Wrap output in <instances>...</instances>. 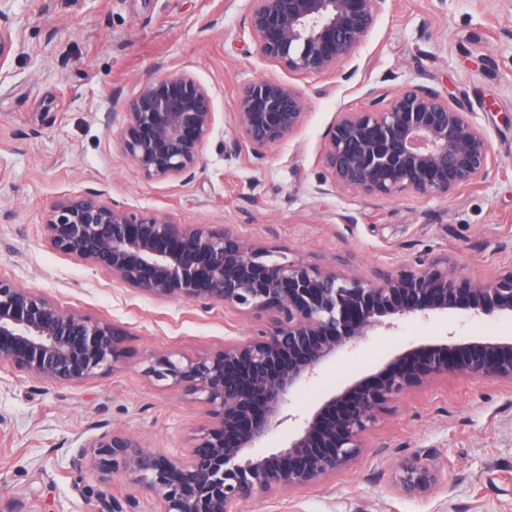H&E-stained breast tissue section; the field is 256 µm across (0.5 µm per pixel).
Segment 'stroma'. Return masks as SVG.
I'll return each mask as SVG.
<instances>
[{
  "label": "stroma",
  "instance_id": "obj_1",
  "mask_svg": "<svg viewBox=\"0 0 512 512\" xmlns=\"http://www.w3.org/2000/svg\"><path fill=\"white\" fill-rule=\"evenodd\" d=\"M249 0H0L11 47L0 61V277L62 311L123 328L114 370L78 385L37 381L0 362V498L24 512H98L109 492L157 512L127 472L109 478L82 449L99 430L187 453L211 425L208 405L149 377L161 352L195 358L260 333L257 313L156 300L53 250L44 224L58 202L91 192L179 224H233L291 260L367 278L445 259L472 281L512 267V0H380L355 56L327 75L292 73L255 53ZM187 72L211 93L215 125L191 176L145 177L119 149L125 102L147 82ZM294 86L298 131L263 155H224L242 88ZM409 84L461 97L498 158L486 181L444 200L316 193L326 134L341 111L382 106ZM456 329L464 340L512 336V316L455 309L400 320L326 364L293 397L303 414L410 347ZM346 470L260 496L244 512H512V382L443 377L388 402ZM443 460L425 496L395 491L399 464L423 449Z\"/></svg>",
  "mask_w": 512,
  "mask_h": 512
}]
</instances>
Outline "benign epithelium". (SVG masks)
<instances>
[{
	"label": "benign epithelium",
	"mask_w": 512,
	"mask_h": 512,
	"mask_svg": "<svg viewBox=\"0 0 512 512\" xmlns=\"http://www.w3.org/2000/svg\"><path fill=\"white\" fill-rule=\"evenodd\" d=\"M378 0H250L248 27L259 58L304 75L335 71L351 59L377 20ZM304 102L293 86L245 85L224 145L228 156L254 154L289 139ZM214 126L211 93L188 73L144 84L124 105L119 146L146 177L191 171ZM329 189L367 196L445 199L489 177L496 166L483 129L455 95L407 85L380 109L339 112L327 133ZM49 245L158 300L265 313L257 336L196 358L155 355L147 373L202 396L213 422L189 455L155 452L137 437L104 431L83 453L100 474L126 471L150 491L159 512H243L274 491L311 486L351 464L377 412L407 390L450 374L512 382V338L461 341L453 331L413 346L376 376L330 394L303 415L290 395L323 366L396 321H423L452 309L512 313V270L473 283L448 260L389 271L376 279L290 260L244 237L231 224H178L85 195L54 205L44 224ZM126 332L106 321L66 314L44 297L0 278V362L28 377L77 385L113 368ZM294 429L283 448L257 453L279 427ZM436 452L414 454L396 486L431 491Z\"/></svg>",
	"instance_id": "obj_1"
}]
</instances>
